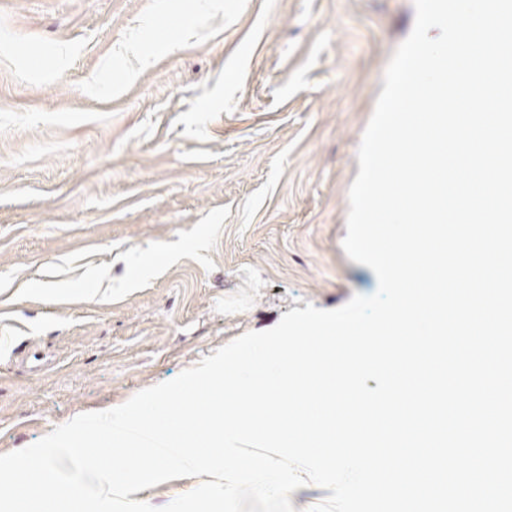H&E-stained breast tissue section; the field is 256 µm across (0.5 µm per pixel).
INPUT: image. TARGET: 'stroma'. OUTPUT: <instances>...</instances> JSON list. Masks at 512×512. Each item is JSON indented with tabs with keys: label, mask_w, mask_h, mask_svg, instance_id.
I'll use <instances>...</instances> for the list:
<instances>
[{
	"label": "stroma",
	"mask_w": 512,
	"mask_h": 512,
	"mask_svg": "<svg viewBox=\"0 0 512 512\" xmlns=\"http://www.w3.org/2000/svg\"><path fill=\"white\" fill-rule=\"evenodd\" d=\"M187 3L0 0V454L378 290L342 241L413 0ZM134 34L157 59L117 92Z\"/></svg>",
	"instance_id": "35a3bbf8"
}]
</instances>
